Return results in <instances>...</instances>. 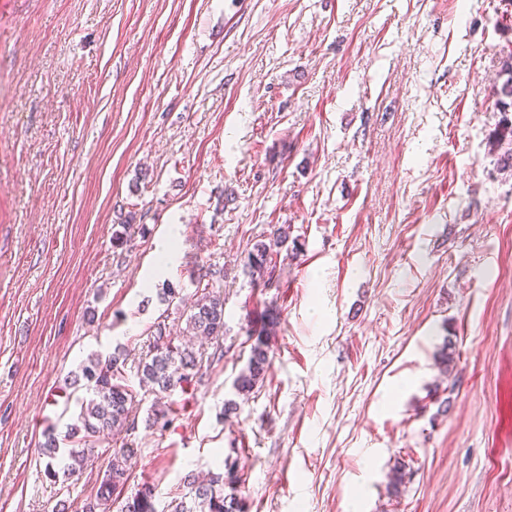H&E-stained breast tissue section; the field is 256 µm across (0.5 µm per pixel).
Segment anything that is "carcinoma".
<instances>
[{
	"label": "carcinoma",
	"instance_id": "carcinoma-1",
	"mask_svg": "<svg viewBox=\"0 0 512 512\" xmlns=\"http://www.w3.org/2000/svg\"><path fill=\"white\" fill-rule=\"evenodd\" d=\"M501 84H493L494 94L501 108L502 118L491 137L490 145L500 152L498 164L503 171H512V52L503 61ZM290 226L274 227L269 240L255 242L243 263L244 273L253 285L268 286L276 268L275 256L286 251L294 256L301 250L297 239L290 238ZM224 278V270L211 269L208 280L198 281L190 305L184 310L185 328L179 335L170 332L166 317L161 316L153 325V341L147 353L134 364L138 385L159 395L171 396L173 392L190 385L202 368L203 355L195 349L193 338L217 340L224 335V295L216 283ZM280 324L279 311L267 307L260 322L246 327L250 354L245 367L233 382L235 393L247 397L263 383L271 366V337ZM438 358L442 372L450 375L455 367V348L449 337H444ZM127 354L122 351L105 357L92 353L63 379L62 390L69 392L80 406L79 413L66 424V436L74 447L67 450L68 463L64 476L82 471L85 458L93 454L97 444L135 430L136 415L133 407L138 392L128 383L125 366ZM86 396H78L79 391ZM173 405H155L148 417V427L167 428ZM40 455L46 459L45 476L54 481L58 477L56 466L61 459L60 445L55 432L44 433L39 444ZM137 449L128 444L116 448L107 458L105 468L94 494L87 497L80 512H157L155 489L142 484L129 496H124ZM410 480L406 464L398 461L391 470L390 487L393 495ZM241 478L235 463H226L222 472H211L201 477L193 472L184 476L187 493L174 498L168 512H246L244 498L238 495Z\"/></svg>",
	"mask_w": 512,
	"mask_h": 512
}]
</instances>
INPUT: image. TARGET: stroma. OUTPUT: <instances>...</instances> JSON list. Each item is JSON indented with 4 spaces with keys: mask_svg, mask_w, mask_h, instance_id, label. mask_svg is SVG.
Returning a JSON list of instances; mask_svg holds the SVG:
<instances>
[{
    "mask_svg": "<svg viewBox=\"0 0 512 512\" xmlns=\"http://www.w3.org/2000/svg\"><path fill=\"white\" fill-rule=\"evenodd\" d=\"M511 52L512 0H0V512L94 493L105 449L75 481L37 454L63 378L183 327L157 294L214 265L222 356L166 431L141 394L130 486L164 506L230 460L248 512H512V174L488 145ZM281 224L301 251L252 285ZM272 305V366L225 416ZM289 225L275 226L268 242L265 240L256 241L252 248L248 250L243 263L244 273L251 278L253 285L257 286L260 280L266 287L271 283L276 268L275 256L285 249L286 256H296L301 250L297 238L291 240L292 247L289 245L290 232ZM267 277V279H265Z\"/></svg>",
    "mask_w": 512,
    "mask_h": 512,
    "instance_id": "obj_1",
    "label": "stroma"
}]
</instances>
